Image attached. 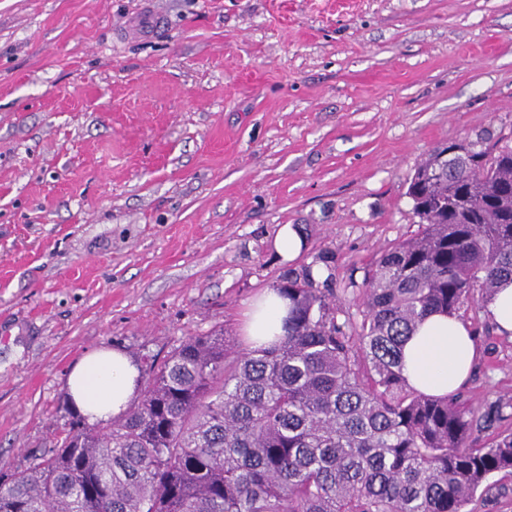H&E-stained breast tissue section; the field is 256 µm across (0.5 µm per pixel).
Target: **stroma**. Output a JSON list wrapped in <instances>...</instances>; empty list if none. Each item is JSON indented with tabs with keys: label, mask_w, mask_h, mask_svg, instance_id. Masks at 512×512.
Instances as JSON below:
<instances>
[{
	"label": "stroma",
	"mask_w": 512,
	"mask_h": 512,
	"mask_svg": "<svg viewBox=\"0 0 512 512\" xmlns=\"http://www.w3.org/2000/svg\"><path fill=\"white\" fill-rule=\"evenodd\" d=\"M468 141L512 147V0H0V468L52 447L87 350H249L250 300L321 256L360 321L365 269L418 231L415 167ZM461 319L460 396L504 415L480 447L512 337ZM286 226L288 227H285L278 232L275 238V248L281 257L291 260L301 251L303 247V239L291 224Z\"/></svg>",
	"instance_id": "stroma-1"
}]
</instances>
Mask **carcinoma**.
<instances>
[{
    "label": "carcinoma",
    "instance_id": "obj_1",
    "mask_svg": "<svg viewBox=\"0 0 512 512\" xmlns=\"http://www.w3.org/2000/svg\"><path fill=\"white\" fill-rule=\"evenodd\" d=\"M407 194L419 232L366 268L359 323L339 321L327 259L285 271L283 338L188 337L122 416H73L50 454L0 471V512H473L507 492L489 479L512 475V432L474 447L477 412L410 387L402 348L512 278V148L442 144Z\"/></svg>",
    "mask_w": 512,
    "mask_h": 512
}]
</instances>
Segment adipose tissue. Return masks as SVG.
Wrapping results in <instances>:
<instances>
[{
	"mask_svg": "<svg viewBox=\"0 0 512 512\" xmlns=\"http://www.w3.org/2000/svg\"><path fill=\"white\" fill-rule=\"evenodd\" d=\"M288 302L276 291L258 296L249 306L245 329L254 345L283 336ZM477 356L474 336L456 316L428 315L403 347L404 376L409 386L427 394H455L466 381ZM138 370L119 350L86 351L67 378L72 407L96 423L126 411L136 395Z\"/></svg>",
	"mask_w": 512,
	"mask_h": 512,
	"instance_id": "obj_1",
	"label": "adipose tissue"
}]
</instances>
